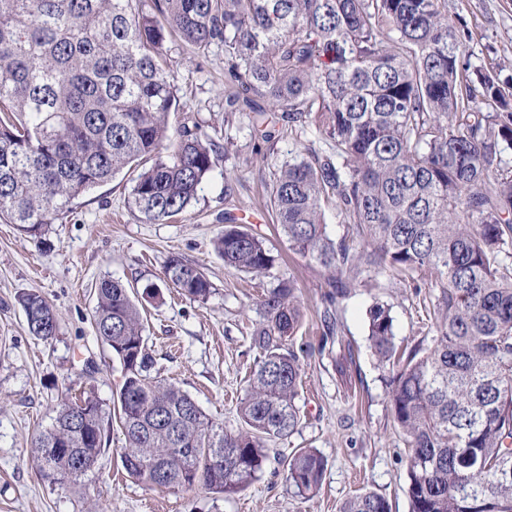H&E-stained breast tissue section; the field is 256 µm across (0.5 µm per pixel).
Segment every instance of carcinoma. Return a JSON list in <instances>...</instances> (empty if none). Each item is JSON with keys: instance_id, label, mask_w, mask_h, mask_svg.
<instances>
[{"instance_id": "carcinoma-1", "label": "carcinoma", "mask_w": 512, "mask_h": 512, "mask_svg": "<svg viewBox=\"0 0 512 512\" xmlns=\"http://www.w3.org/2000/svg\"><path fill=\"white\" fill-rule=\"evenodd\" d=\"M175 35L195 55L224 47V112L248 108L268 141V102L301 150L274 173L272 214L289 249L328 273L330 302L373 288L387 274L435 280L431 343L395 345L393 317L367 311L370 348L388 370L393 421L411 452V512H512V102L497 76L462 60L448 0H0V220L40 236L73 200L141 168L131 205L149 224L185 211L220 148L167 116L179 109L163 55ZM313 128L326 149L301 136ZM170 151L169 158L161 156ZM333 205L346 234L327 231ZM224 266L268 277L262 239L224 214L214 241ZM164 281L205 302L212 285L172 258ZM96 336L123 367L113 412L122 466L160 489L202 485L231 496L263 473L268 442L295 433L303 347L298 287L279 278L259 301L260 357L228 432L190 394L152 375L131 289L102 280ZM19 303L43 341L57 318L37 293ZM108 428L90 397L61 398L35 441L44 479L76 482L92 471ZM66 442L72 453L55 454ZM327 460L305 448L287 480L305 499ZM339 512H391L365 491Z\"/></svg>"}]
</instances>
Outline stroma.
Returning <instances> with one entry per match:
<instances>
[{
	"label": "stroma",
	"mask_w": 512,
	"mask_h": 512,
	"mask_svg": "<svg viewBox=\"0 0 512 512\" xmlns=\"http://www.w3.org/2000/svg\"><path fill=\"white\" fill-rule=\"evenodd\" d=\"M448 19L465 35L472 66L500 68L512 87V0H448ZM164 57L182 107L169 113L170 132L197 123L225 147L182 214L149 224L130 205L136 171H125L75 199L42 237L0 221V512H339L353 494H383L391 512H410L408 447L395 429L384 370L368 345L366 311L387 305L398 345L424 340L426 308L435 290L428 278L378 280L355 288L339 307L327 308V274L294 255L272 215L265 183L298 148L285 134L254 137L242 118H224V50L191 56L169 38ZM232 212L280 260L272 276L253 278L225 268L213 249ZM200 267L212 283L206 302L175 289L146 307V336L160 376L188 392L212 420L234 431L237 404L247 390L257 350L251 333L258 300L275 277H293L304 302L295 337L308 346L297 400L301 424L287 440L270 443L262 476L231 497L203 488L159 490L127 478L119 453L123 436L112 427L94 470L79 483L43 479L34 454L64 393L96 399L112 414L122 366L92 326L96 286L117 279L143 291L161 283L170 258ZM36 292L55 309L59 330L43 341L30 335L18 295ZM314 448L328 465L319 492L294 495L286 480L291 455Z\"/></svg>",
	"instance_id": "35a3bbf8"
}]
</instances>
